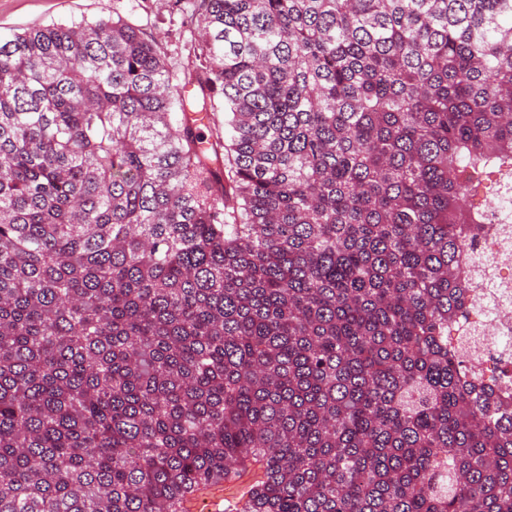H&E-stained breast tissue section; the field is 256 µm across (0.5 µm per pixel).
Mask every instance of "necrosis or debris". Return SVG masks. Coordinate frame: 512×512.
Instances as JSON below:
<instances>
[{
  "instance_id": "4bbe7bcc",
  "label": "necrosis or debris",
  "mask_w": 512,
  "mask_h": 512,
  "mask_svg": "<svg viewBox=\"0 0 512 512\" xmlns=\"http://www.w3.org/2000/svg\"><path fill=\"white\" fill-rule=\"evenodd\" d=\"M466 251L474 261L471 303L453 334L470 367L498 374L512 390V219L503 207H486L485 222Z\"/></svg>"
}]
</instances>
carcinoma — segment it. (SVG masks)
I'll return each mask as SVG.
<instances>
[{"instance_id":"obj_1","label":"carcinoma","mask_w":512,"mask_h":512,"mask_svg":"<svg viewBox=\"0 0 512 512\" xmlns=\"http://www.w3.org/2000/svg\"><path fill=\"white\" fill-rule=\"evenodd\" d=\"M194 2L182 79L120 16L0 38V512L255 471L238 512H512V393L450 336L512 0Z\"/></svg>"}]
</instances>
